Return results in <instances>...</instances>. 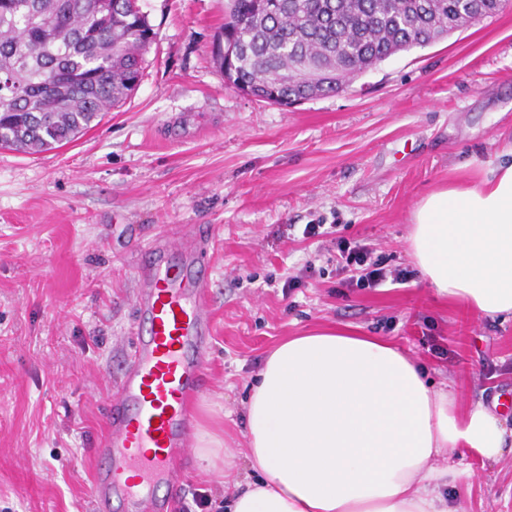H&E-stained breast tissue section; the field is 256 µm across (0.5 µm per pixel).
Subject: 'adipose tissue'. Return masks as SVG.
I'll use <instances>...</instances> for the list:
<instances>
[{"mask_svg":"<svg viewBox=\"0 0 512 512\" xmlns=\"http://www.w3.org/2000/svg\"><path fill=\"white\" fill-rule=\"evenodd\" d=\"M408 242L439 296L512 317V161L427 194ZM245 409L253 476L225 480L228 512H457L443 493L461 475L449 452L512 454L496 412L459 413L392 344L344 328L275 347Z\"/></svg>","mask_w":512,"mask_h":512,"instance_id":"adipose-tissue-1","label":"adipose tissue"}]
</instances>
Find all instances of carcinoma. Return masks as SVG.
<instances>
[{
    "label": "carcinoma",
    "mask_w": 512,
    "mask_h": 512,
    "mask_svg": "<svg viewBox=\"0 0 512 512\" xmlns=\"http://www.w3.org/2000/svg\"><path fill=\"white\" fill-rule=\"evenodd\" d=\"M503 0H227L214 53L233 83L288 104L339 91L390 56L425 48ZM156 32L138 0H0V147L63 146L122 105Z\"/></svg>",
    "instance_id": "carcinoma-1"
}]
</instances>
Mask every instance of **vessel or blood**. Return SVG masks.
Instances as JSON below:
<instances>
[{
	"label": "vessel or blood",
	"instance_id": "vessel-or-blood-1",
	"mask_svg": "<svg viewBox=\"0 0 512 512\" xmlns=\"http://www.w3.org/2000/svg\"><path fill=\"white\" fill-rule=\"evenodd\" d=\"M210 243V236L200 235L190 246L154 245L152 263L139 271L136 342L96 450L97 512L168 508L158 487L172 480V465L187 446L192 399L214 326L204 277Z\"/></svg>",
	"mask_w": 512,
	"mask_h": 512
}]
</instances>
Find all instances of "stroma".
Instances as JSON below:
<instances>
[{
    "mask_svg": "<svg viewBox=\"0 0 512 512\" xmlns=\"http://www.w3.org/2000/svg\"><path fill=\"white\" fill-rule=\"evenodd\" d=\"M157 33L126 102L39 154L0 148V512H94L95 448L131 351L145 246L214 229V313L193 409L224 420L244 473L243 406L264 356L341 326L424 366L459 411L512 428V319L436 294L406 237L423 197L479 179L512 147V7L399 52L336 94L289 107L224 82L212 49L224 0H140ZM307 224L329 233L303 239ZM411 269L404 285L344 288L333 238ZM302 287L285 289L287 276ZM458 512H512V458L456 457ZM171 512L224 508V476L173 464Z\"/></svg>",
    "mask_w": 512,
    "mask_h": 512,
    "instance_id": "stroma-1",
    "label": "stroma"
}]
</instances>
